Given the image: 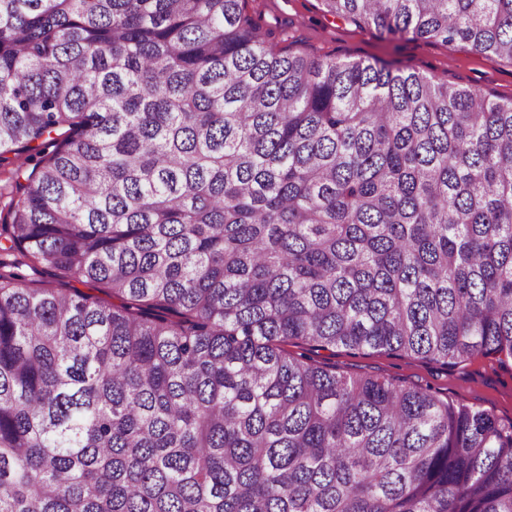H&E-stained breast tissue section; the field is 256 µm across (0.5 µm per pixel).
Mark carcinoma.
<instances>
[{
  "mask_svg": "<svg viewBox=\"0 0 512 512\" xmlns=\"http://www.w3.org/2000/svg\"><path fill=\"white\" fill-rule=\"evenodd\" d=\"M512 61V0H322ZM0 512H512V421L288 353L512 361V100L246 0H0ZM18 271L23 276V283L30 288H53L61 290L78 289L95 295L109 303L118 304L119 300L112 298L108 290L94 283L80 281L73 277L59 274L57 271L38 266L36 268L22 266Z\"/></svg>",
  "mask_w": 512,
  "mask_h": 512,
  "instance_id": "obj_1",
  "label": "carcinoma"
}]
</instances>
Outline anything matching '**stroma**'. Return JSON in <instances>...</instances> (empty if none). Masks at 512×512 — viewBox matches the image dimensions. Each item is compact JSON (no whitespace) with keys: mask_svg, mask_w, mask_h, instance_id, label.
I'll use <instances>...</instances> for the list:
<instances>
[{"mask_svg":"<svg viewBox=\"0 0 512 512\" xmlns=\"http://www.w3.org/2000/svg\"><path fill=\"white\" fill-rule=\"evenodd\" d=\"M246 7L263 29L288 36L298 46L319 56L351 59H397L435 81L460 85L512 99V62H489L458 43L424 39L394 40L375 28L360 26L327 13L321 0H247ZM24 283L31 288L77 289L108 299L107 289L59 274L45 267H21ZM288 351L313 362L336 366L348 374H368L396 379L407 385L428 387L454 402L491 411L504 422L512 420V365L478 357L454 367L417 357H397L364 349L342 347L319 350L294 342Z\"/></svg>","mask_w":512,"mask_h":512,"instance_id":"1","label":"stroma"}]
</instances>
